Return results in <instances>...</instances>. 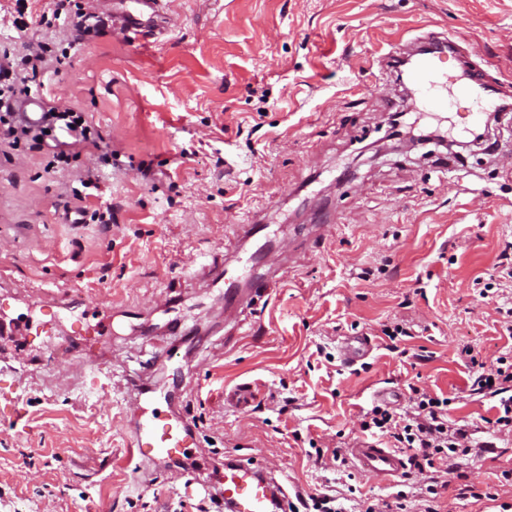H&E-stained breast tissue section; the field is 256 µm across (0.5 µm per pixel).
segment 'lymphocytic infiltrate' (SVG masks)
<instances>
[{
  "label": "lymphocytic infiltrate",
  "instance_id": "lymphocytic-infiltrate-1",
  "mask_svg": "<svg viewBox=\"0 0 512 512\" xmlns=\"http://www.w3.org/2000/svg\"><path fill=\"white\" fill-rule=\"evenodd\" d=\"M48 50L44 45L29 46L26 54L14 57L10 52L0 53V144L19 147L24 142L43 143L47 132L60 129L66 132L65 149L53 152L47 169L68 162L73 150L96 145L85 113L74 109L49 108L42 123L29 125L16 117L14 102L19 95L30 94L28 81L47 63ZM460 356L468 360L478 390L499 399L498 414L489 420L488 428L495 433H512V395L507 387L512 384V359L501 355L491 361L478 359L471 348L465 347ZM409 411L397 413L389 406L375 404L368 409L361 422L363 431L387 439L392 447L409 454L411 469L421 474L413 492H397L393 500L368 505L364 512H408L409 500L420 501L421 512H440L439 477L457 472L461 460L469 455L490 450L487 442H475L468 426L448 420L451 398L430 394L412 388Z\"/></svg>",
  "mask_w": 512,
  "mask_h": 512
}]
</instances>
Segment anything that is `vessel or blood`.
Masks as SVG:
<instances>
[{"instance_id": "obj_1", "label": "vessel or blood", "mask_w": 512, "mask_h": 512, "mask_svg": "<svg viewBox=\"0 0 512 512\" xmlns=\"http://www.w3.org/2000/svg\"><path fill=\"white\" fill-rule=\"evenodd\" d=\"M103 3L101 18L111 20L113 27L123 31L153 36L167 31L172 21L165 0H103ZM411 79L421 105L431 110L444 111L453 100L465 99L471 103V117L476 120L493 104L491 93L478 73H468L465 78L452 82L430 57L415 64ZM201 275L223 283L224 310L228 313L250 308L254 299L268 295L278 282L273 271L242 282L215 263L203 266ZM374 348L375 341L368 333L343 337L338 346L339 360L344 366H357L371 356ZM126 387L131 405L140 409L130 438L132 455L145 464L180 459L195 442L190 421L173 413L163 415L146 410L150 388L141 379H128ZM346 457L357 472L384 483L404 477L408 469L403 453L377 439L357 440L347 448ZM214 490L223 499L226 512H289L290 495L278 468L269 464L257 466L239 455L226 457L224 476Z\"/></svg>"}]
</instances>
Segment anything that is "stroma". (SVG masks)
I'll list each match as a JSON object with an SVG mask.
<instances>
[{"label": "stroma", "instance_id": "stroma-1", "mask_svg": "<svg viewBox=\"0 0 512 512\" xmlns=\"http://www.w3.org/2000/svg\"><path fill=\"white\" fill-rule=\"evenodd\" d=\"M54 0H0V46L66 47ZM172 24L145 39L101 31L71 65L42 70L41 108L86 114L112 149L111 165L81 151L53 172L47 149H0V512H196L225 456L277 463L301 494L332 490L353 501L389 499L397 484L351 464H318L358 438L383 388L405 410L409 388L451 397L450 417L480 425L493 398L471 389L459 357L512 356L498 309V256L512 238V171L474 147L463 167L448 152L388 137L386 98L400 87L383 61L430 32L459 44L512 103V0H170ZM99 186L89 210L112 226L72 224L64 204L87 170ZM266 225L293 251L280 283L241 336L228 337L224 287L198 262L236 267L258 248L242 225ZM488 292H481L483 284ZM178 297L174 311L154 297ZM196 326L179 336L171 320ZM405 324L389 339L383 326ZM371 333L366 364L341 365L339 337ZM104 363L100 383L66 375L51 341ZM177 347L174 369L155 366ZM143 376L195 422L187 454L195 483L164 466L133 490L127 443L134 419L126 380ZM254 383L256 406L226 391ZM290 397L278 412L276 396ZM493 452L464 459L442 490L441 512H495L512 504V436L485 433ZM469 495H461L464 487Z\"/></svg>", "mask_w": 512, "mask_h": 512}]
</instances>
